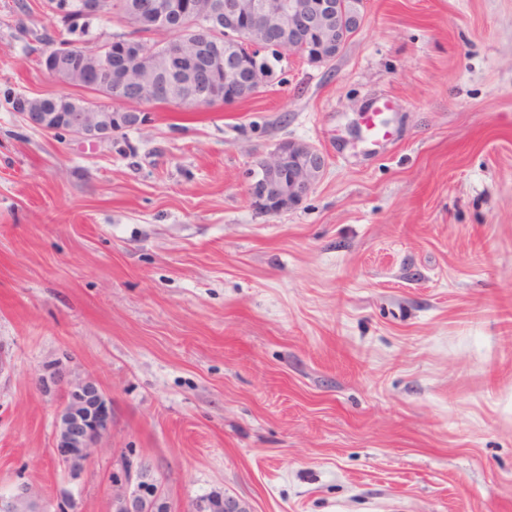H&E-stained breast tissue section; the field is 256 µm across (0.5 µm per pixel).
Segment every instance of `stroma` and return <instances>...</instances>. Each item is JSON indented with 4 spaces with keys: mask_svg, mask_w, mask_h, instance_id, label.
Instances as JSON below:
<instances>
[{
    "mask_svg": "<svg viewBox=\"0 0 512 512\" xmlns=\"http://www.w3.org/2000/svg\"><path fill=\"white\" fill-rule=\"evenodd\" d=\"M328 67L256 96L152 106L106 140L48 134L4 90L62 87L0 0V495L112 512L149 466L177 512H512V0H363ZM389 99L392 137L364 111ZM285 139L329 157L288 212L247 195ZM112 408L77 471L65 385ZM391 102L387 99L376 102V105L366 113L364 118L367 135L374 143L385 141L390 136L389 126L384 119V113L391 110Z\"/></svg>",
    "mask_w": 512,
    "mask_h": 512,
    "instance_id": "obj_1",
    "label": "stroma"
}]
</instances>
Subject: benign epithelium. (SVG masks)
Masks as SVG:
<instances>
[{"mask_svg":"<svg viewBox=\"0 0 512 512\" xmlns=\"http://www.w3.org/2000/svg\"><path fill=\"white\" fill-rule=\"evenodd\" d=\"M138 10L155 17L156 26H168L170 15L189 17L206 30L214 19L224 17V40L244 41L249 56L232 53L220 43L213 45L214 56L224 59V90L206 82L208 73L193 75L182 85V97L195 109H212L222 105L228 96L243 99L247 90L258 91L275 77L276 64L282 55H298L304 47L313 54L304 61L325 67L335 61L362 27V14L354 11L345 19L338 18L333 0H209L202 10L199 0H140ZM153 98L147 86L121 85L112 94L96 102L97 111L69 101L67 95L47 97L60 110L24 112L23 118L45 132L65 129L80 138H110L117 132L113 123L130 127L141 119L139 112H114L115 101L146 104ZM328 166L327 156L316 146L283 140L260 158L250 171L248 197L251 206L267 215L280 214L298 205L322 178ZM68 400L59 414L55 450L62 464L84 462L97 450L112 418L111 408L102 392L87 381L67 389ZM113 512H142L151 506L153 512H173L168 497L159 486L147 483L138 464L123 462L121 470L112 472ZM239 512L240 505L232 497L215 505L200 503L196 512ZM0 512H40L34 490L21 486L9 498H0Z\"/></svg>","mask_w":512,"mask_h":512,"instance_id":"benign-epithelium-1","label":"benign epithelium"}]
</instances>
